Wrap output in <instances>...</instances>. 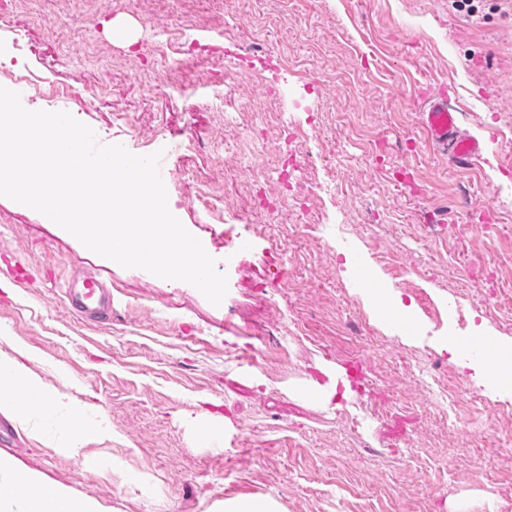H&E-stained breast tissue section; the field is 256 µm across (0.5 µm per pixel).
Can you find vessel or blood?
I'll list each match as a JSON object with an SVG mask.
<instances>
[{
    "label": "vessel or blood",
    "instance_id": "vessel-or-blood-1",
    "mask_svg": "<svg viewBox=\"0 0 512 512\" xmlns=\"http://www.w3.org/2000/svg\"><path fill=\"white\" fill-rule=\"evenodd\" d=\"M423 126L433 146L447 152L451 163L458 168H470L484 153L483 142L460 132L458 112L445 96L436 94L428 98ZM66 306L80 318L102 320L112 315V295L103 281L86 276L70 288Z\"/></svg>",
    "mask_w": 512,
    "mask_h": 512
}]
</instances>
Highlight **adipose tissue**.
<instances>
[{"mask_svg":"<svg viewBox=\"0 0 512 512\" xmlns=\"http://www.w3.org/2000/svg\"><path fill=\"white\" fill-rule=\"evenodd\" d=\"M20 385L34 400H46L40 379L0 353V404L13 405L16 417L24 421L25 406L15 401ZM0 512H98V508L93 500H74L62 491L45 489L37 476L20 473L12 460L0 458Z\"/></svg>","mask_w":512,"mask_h":512,"instance_id":"adipose-tissue-1","label":"adipose tissue"}]
</instances>
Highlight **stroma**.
Instances as JSON below:
<instances>
[{
  "mask_svg": "<svg viewBox=\"0 0 512 512\" xmlns=\"http://www.w3.org/2000/svg\"><path fill=\"white\" fill-rule=\"evenodd\" d=\"M473 5L0 0V62L36 87L3 75L0 86L27 109L70 113L99 144L161 152L170 211L228 280L213 305L0 197V352L86 423L69 453L65 417L32 401L0 457L99 512H224L249 499L277 512H512V379L458 349L491 340L512 361V171L499 161L512 149V0ZM430 87L487 143L470 170L427 140ZM283 122L301 129L293 180L306 204L268 213L254 190ZM324 151L332 170L315 162ZM331 178L341 191L322 190ZM204 191L228 222L287 244L291 283L253 288L267 272L260 237L225 262ZM440 211L455 230L428 237ZM470 253L488 279L456 264ZM77 273L111 288L109 323L66 308ZM393 310L411 329L391 325ZM274 328L282 359L265 351ZM235 342L255 350L238 357ZM355 358L368 362L365 394L310 398L328 365ZM458 384L473 397L454 398ZM213 423L226 437L205 438Z\"/></svg>",
  "mask_w": 512,
  "mask_h": 512,
  "instance_id": "35a3bbf8",
  "label": "stroma"
}]
</instances>
